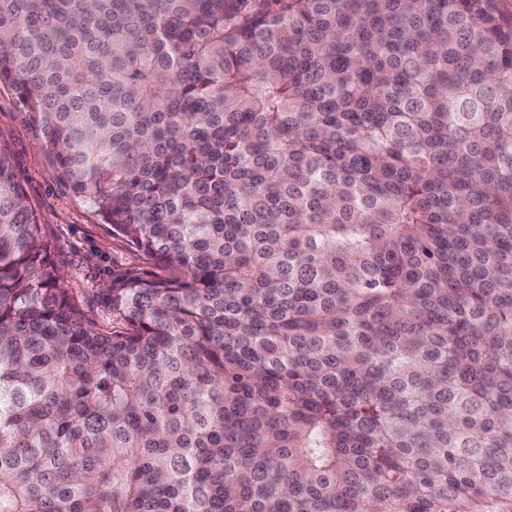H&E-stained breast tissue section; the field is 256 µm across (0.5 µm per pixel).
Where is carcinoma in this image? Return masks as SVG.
<instances>
[{"mask_svg": "<svg viewBox=\"0 0 512 512\" xmlns=\"http://www.w3.org/2000/svg\"><path fill=\"white\" fill-rule=\"evenodd\" d=\"M0 84L177 270L99 329L0 144V512H512L502 0H0Z\"/></svg>", "mask_w": 512, "mask_h": 512, "instance_id": "cac0c4a2", "label": "carcinoma"}]
</instances>
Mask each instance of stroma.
<instances>
[{"instance_id": "35a3bbf8", "label": "stroma", "mask_w": 512, "mask_h": 512, "mask_svg": "<svg viewBox=\"0 0 512 512\" xmlns=\"http://www.w3.org/2000/svg\"><path fill=\"white\" fill-rule=\"evenodd\" d=\"M0 142L9 149L17 182L38 215L64 285L99 327L109 321L103 289L117 279L140 274L165 279L170 269L156 264L100 221L95 210L73 196L53 175L49 156L28 112L10 87L0 84Z\"/></svg>"}]
</instances>
